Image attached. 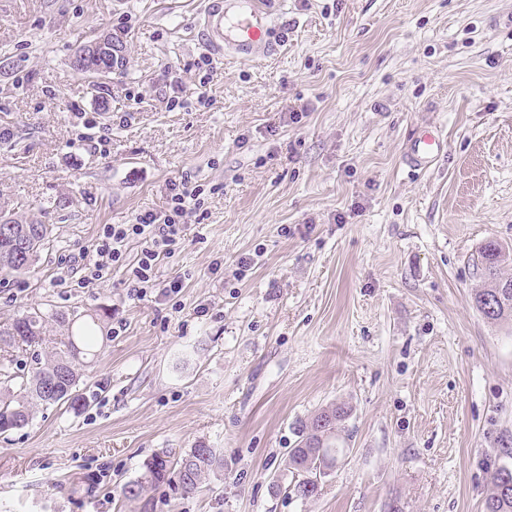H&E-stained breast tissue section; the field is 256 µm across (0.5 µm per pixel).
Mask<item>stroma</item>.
I'll return each mask as SVG.
<instances>
[{"instance_id":"obj_1","label":"stroma","mask_w":512,"mask_h":512,"mask_svg":"<svg viewBox=\"0 0 512 512\" xmlns=\"http://www.w3.org/2000/svg\"><path fill=\"white\" fill-rule=\"evenodd\" d=\"M206 5L0 0V207L53 228L30 273H0V324L59 313L58 342L99 321L86 408L0 436V512H483L512 466V324L472 302L482 244L512 247V0H274L278 52L214 56L203 86ZM107 33L127 63L104 112L72 59ZM425 128L445 149L413 170ZM184 179L203 212L157 287L132 295L134 241L81 285L102 225ZM340 402L344 454L297 498V427ZM199 445L224 460L209 488L124 497Z\"/></svg>"}]
</instances>
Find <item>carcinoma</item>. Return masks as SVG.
<instances>
[{
	"label": "carcinoma",
	"mask_w": 512,
	"mask_h": 512,
	"mask_svg": "<svg viewBox=\"0 0 512 512\" xmlns=\"http://www.w3.org/2000/svg\"><path fill=\"white\" fill-rule=\"evenodd\" d=\"M41 234L27 247H18V263L1 265L0 271L27 273L34 265L39 250L49 239L52 228L36 224ZM483 283L474 290L475 309L490 322L512 321V252L490 240L480 251ZM49 320L39 311L27 312L8 324L0 325V345L7 347H39L46 336ZM95 338L93 324L86 323L70 331L61 347L49 352L46 358L36 357L35 367L21 377L15 389L0 396V433L27 426L40 406L60 405L79 411L86 406L79 393V373L76 358L83 349H90ZM348 407L334 404L316 413L299 426L298 440L288 449V468L302 475L293 485L296 496L309 500L317 495L313 478L336 466L340 452L337 441ZM223 467V460L213 448L197 446L175 460L156 455L145 464L143 477L124 487L129 499L140 497L148 485L174 483L185 494L204 487L209 475ZM483 512H512V474L502 477V467L491 472Z\"/></svg>",
	"instance_id": "carcinoma-1"
}]
</instances>
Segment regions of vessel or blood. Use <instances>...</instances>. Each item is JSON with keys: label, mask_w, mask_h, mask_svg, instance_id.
<instances>
[{"label": "vessel or blood", "mask_w": 512, "mask_h": 512, "mask_svg": "<svg viewBox=\"0 0 512 512\" xmlns=\"http://www.w3.org/2000/svg\"><path fill=\"white\" fill-rule=\"evenodd\" d=\"M201 26L205 47L217 55L254 58L271 55L278 47L270 0H209ZM442 149L439 134L424 129L411 140L406 158L422 170Z\"/></svg>", "instance_id": "1"}]
</instances>
